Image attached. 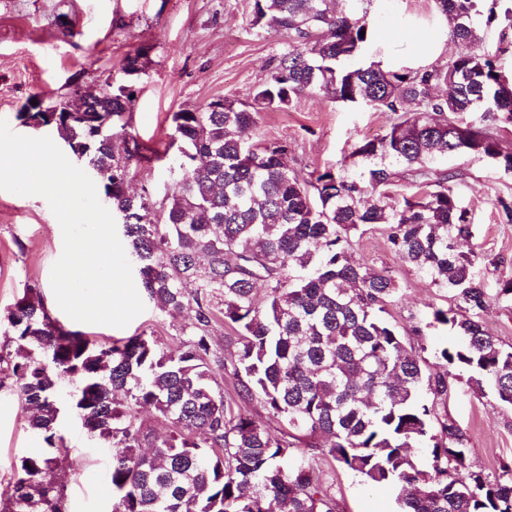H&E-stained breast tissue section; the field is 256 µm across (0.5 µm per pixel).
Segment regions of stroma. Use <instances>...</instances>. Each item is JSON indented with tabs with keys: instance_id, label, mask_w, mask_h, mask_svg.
Masks as SVG:
<instances>
[{
	"instance_id": "stroma-1",
	"label": "stroma",
	"mask_w": 512,
	"mask_h": 512,
	"mask_svg": "<svg viewBox=\"0 0 512 512\" xmlns=\"http://www.w3.org/2000/svg\"><path fill=\"white\" fill-rule=\"evenodd\" d=\"M253 0H0V119L19 135L31 130L17 118L33 94L45 100L70 98L74 89L100 92L108 77H120L126 56L145 50V73L135 84L136 101L128 130L154 153L169 147L171 115L203 106L219 97L252 101L260 77L287 48L286 31L252 25ZM379 27L363 59L385 56L405 66L415 40L427 39L436 26L429 0H368ZM393 117L360 104L334 102L321 93L303 95L286 110L263 113L256 139L286 143V161L303 177L327 167L352 165L357 140L384 133ZM442 168L457 176L455 189L473 211L469 245L486 255L512 256V224L499 223L497 196L512 193V176L489 160L459 154ZM357 257L375 270L387 269L399 280L401 297L391 309L394 323L412 345L432 358L435 345L449 342L446 328L428 326L432 308L449 303L446 291L433 287L388 246L384 227H363L352 237ZM63 251L60 224L47 200L0 190V352L16 345L4 331L6 314L24 285L37 286L45 307L67 329L100 341L137 333L152 336L167 351L183 339L192 312L167 314L153 303L126 327L80 323L58 306L51 271ZM425 329L412 336L413 326ZM74 382L59 384L63 402L60 432L68 447V512H111L109 471L113 449L89 436L67 400ZM448 414L469 439L470 467L496 474L512 460V407L493 395L477 396L466 382L454 384ZM42 440L29 428L14 391L0 389V493L12 480V464ZM343 512H396V490L369 487L340 470L320 466Z\"/></svg>"
}]
</instances>
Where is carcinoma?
I'll return each instance as SVG.
<instances>
[{
    "label": "carcinoma",
    "instance_id": "obj_1",
    "mask_svg": "<svg viewBox=\"0 0 512 512\" xmlns=\"http://www.w3.org/2000/svg\"><path fill=\"white\" fill-rule=\"evenodd\" d=\"M332 2L253 0V25L288 31V48L251 103L217 99L173 113L175 183L158 204L125 190L132 165L162 160L127 130L141 53L90 102L76 95L64 102L71 111L55 114L34 95L18 113L83 157L150 300L164 313L191 309L194 322L170 352L150 336L102 342L65 329L40 293L24 288L7 314L4 334L18 350L0 357V388L17 387L45 447L13 464L0 512H58L67 495L55 476L65 449L55 392L65 378L78 382L75 407L93 437L121 449L109 474L112 512H337L317 461L399 490L398 512H512V463L494 476L469 467L463 430L422 398L425 390L445 404L464 378L474 393L489 389L512 406V349L486 331L490 294L474 273L480 262L512 268V259L457 249L473 236L471 211L454 175L436 166L475 153L512 175V152L488 130L512 126V78L499 65L512 54V0H430L457 51L418 68L363 62L374 23L360 0L339 11ZM484 25L500 29L493 52L479 48ZM439 84L448 87L443 98L434 95ZM309 92L394 116L384 135L357 143L358 173L328 167L305 179L284 162L287 145L254 142L261 113ZM397 167L412 176L401 204L389 192ZM373 225L453 300L431 313L430 324L454 336L434 352V371L388 319L399 282L354 254L351 232ZM188 282L197 284L191 296ZM217 292L236 333L232 402L212 370L225 367L208 332ZM255 400L286 432L250 416L245 406ZM144 407L168 428H144ZM417 448L428 449L425 469Z\"/></svg>",
    "mask_w": 512,
    "mask_h": 512
}]
</instances>
